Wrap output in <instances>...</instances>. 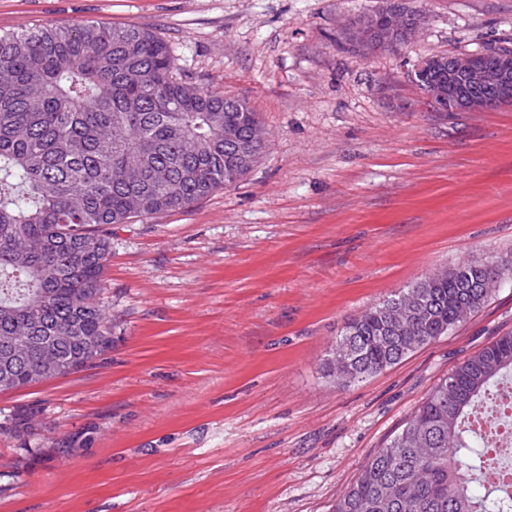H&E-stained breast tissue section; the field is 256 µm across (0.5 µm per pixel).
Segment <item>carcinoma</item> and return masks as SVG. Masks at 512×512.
<instances>
[{
	"label": "carcinoma",
	"mask_w": 512,
	"mask_h": 512,
	"mask_svg": "<svg viewBox=\"0 0 512 512\" xmlns=\"http://www.w3.org/2000/svg\"><path fill=\"white\" fill-rule=\"evenodd\" d=\"M385 6L340 34L354 52ZM171 45L140 25L43 23L0 32V337L61 340L63 374L112 345L99 303L112 225L145 223L242 180L269 143L258 113L182 74ZM509 268L464 262L430 274L348 321L324 362L348 387L446 336L492 297ZM41 373L28 348L11 382ZM512 333L442 378L364 465L331 512H512V490L484 489L489 451L472 418L512 397Z\"/></svg>",
	"instance_id": "obj_1"
}]
</instances>
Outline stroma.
<instances>
[{"label":"stroma","mask_w":512,"mask_h":512,"mask_svg":"<svg viewBox=\"0 0 512 512\" xmlns=\"http://www.w3.org/2000/svg\"><path fill=\"white\" fill-rule=\"evenodd\" d=\"M399 53L339 41L382 0H0V31L137 24L247 99L269 140L236 185L116 224L112 346L0 391V512H330L433 386L512 331V278L450 334L340 388L344 324L434 269L512 261V103L433 112L412 81L512 46V0H403Z\"/></svg>","instance_id":"obj_1"}]
</instances>
